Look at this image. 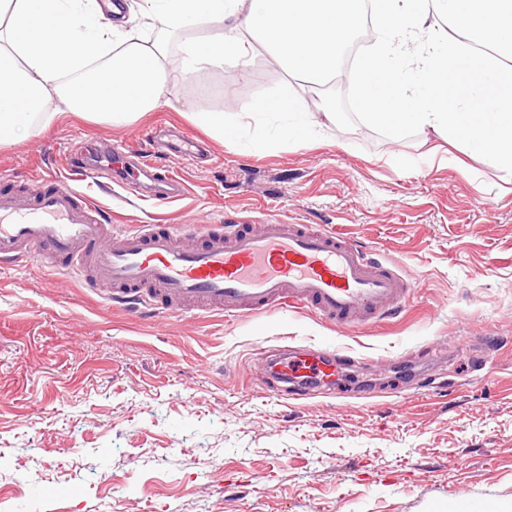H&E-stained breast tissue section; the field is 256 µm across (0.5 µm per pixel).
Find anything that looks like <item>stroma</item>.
I'll return each mask as SVG.
<instances>
[{"label":"stroma","mask_w":512,"mask_h":512,"mask_svg":"<svg viewBox=\"0 0 512 512\" xmlns=\"http://www.w3.org/2000/svg\"><path fill=\"white\" fill-rule=\"evenodd\" d=\"M285 79L264 52L242 77H167L172 107L128 127L67 116L0 148V177L39 180L77 143L146 151L169 123L207 150L162 158L182 196L79 184L118 229L324 224L400 261L414 297L343 329L291 310L131 313L41 262L0 267V512H512V176L367 123L345 79L301 96L346 110L315 143L231 146L187 118L244 112ZM282 351L334 352L335 385L290 399L261 372Z\"/></svg>","instance_id":"obj_1"}]
</instances>
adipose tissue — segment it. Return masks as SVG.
<instances>
[{"mask_svg": "<svg viewBox=\"0 0 512 512\" xmlns=\"http://www.w3.org/2000/svg\"><path fill=\"white\" fill-rule=\"evenodd\" d=\"M373 45L351 72L369 123L400 135L437 132L512 174V0H0V147L30 137L54 118L79 114L113 126L165 106L169 67L185 80L225 63L249 64L257 47L297 85L335 78L341 51L366 15ZM425 39L421 66L403 47ZM181 49L168 51L169 40ZM55 111H48L49 101ZM249 116L278 124L265 142H309L335 128L337 113L312 118L293 90L251 104ZM190 120L216 141L250 137L221 112Z\"/></svg>", "mask_w": 512, "mask_h": 512, "instance_id": "1", "label": "adipose tissue"}]
</instances>
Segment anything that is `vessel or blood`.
I'll list each match as a JSON object with an SVG mask.
<instances>
[{"label":"vessel or blood","instance_id":"b4317fda","mask_svg":"<svg viewBox=\"0 0 512 512\" xmlns=\"http://www.w3.org/2000/svg\"><path fill=\"white\" fill-rule=\"evenodd\" d=\"M97 152L92 172L82 148H68L59 160L77 178L93 173L109 180L122 167L125 191L160 202L185 190L171 170L136 158L125 144L104 143ZM27 258L78 279L92 266L89 287L111 286L112 301L134 310L235 317L304 308L344 328L379 320L416 288L399 263L369 257L322 224H140L118 231L94 197L55 175L29 190L0 188V263ZM310 373L334 383L335 358L300 357L278 376L296 387Z\"/></svg>","mask_w":512,"mask_h":512}]
</instances>
